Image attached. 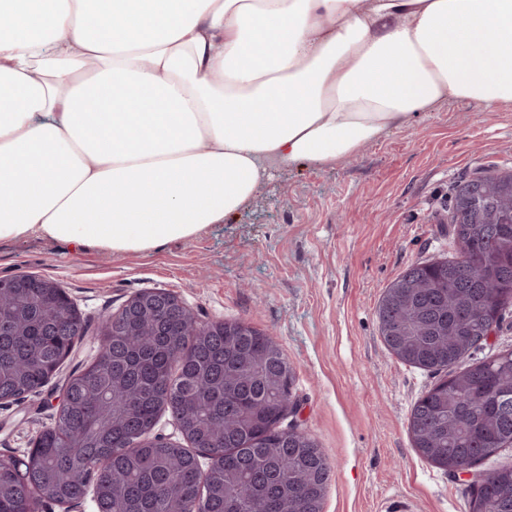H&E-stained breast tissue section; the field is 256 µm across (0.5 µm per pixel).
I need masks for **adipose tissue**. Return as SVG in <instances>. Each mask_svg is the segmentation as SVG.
Here are the masks:
<instances>
[{
    "label": "adipose tissue",
    "instance_id": "ef3b65f1",
    "mask_svg": "<svg viewBox=\"0 0 512 512\" xmlns=\"http://www.w3.org/2000/svg\"><path fill=\"white\" fill-rule=\"evenodd\" d=\"M0 242L117 254L453 99L512 104V0H0ZM106 20V33L88 28Z\"/></svg>",
    "mask_w": 512,
    "mask_h": 512
}]
</instances>
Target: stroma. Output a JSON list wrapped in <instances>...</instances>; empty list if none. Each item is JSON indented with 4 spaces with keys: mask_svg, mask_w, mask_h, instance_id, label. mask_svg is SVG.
Returning a JSON list of instances; mask_svg holds the SVG:
<instances>
[{
    "mask_svg": "<svg viewBox=\"0 0 512 512\" xmlns=\"http://www.w3.org/2000/svg\"><path fill=\"white\" fill-rule=\"evenodd\" d=\"M483 168L512 170V105L451 101L336 166L276 172L246 209L192 239L131 256L1 242L0 278L54 281L88 320L57 384L98 353L101 317L145 289L173 293L200 323L268 332L295 370L297 410L281 426L310 434L331 466L323 512H468L471 483L424 459L408 434L438 376L389 353L376 309L410 265L455 256V189ZM43 400L0 404L1 455H24L52 423Z\"/></svg>",
    "mask_w": 512,
    "mask_h": 512,
    "instance_id": "1",
    "label": "stroma"
}]
</instances>
